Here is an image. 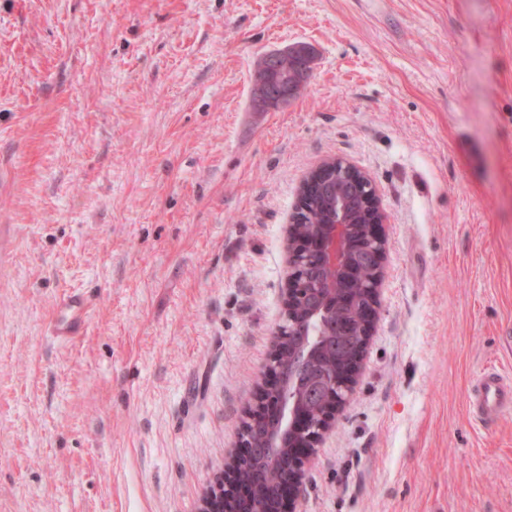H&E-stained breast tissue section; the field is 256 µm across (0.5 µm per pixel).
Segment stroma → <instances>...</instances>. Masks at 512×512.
<instances>
[{
	"mask_svg": "<svg viewBox=\"0 0 512 512\" xmlns=\"http://www.w3.org/2000/svg\"><path fill=\"white\" fill-rule=\"evenodd\" d=\"M297 42L310 80L254 114L256 60ZM336 155L389 247L294 510L512 512V412L466 405L512 368V0H0V512H198ZM90 302L81 292L66 294L56 303L52 333L56 339L71 341L88 329Z\"/></svg>",
	"mask_w": 512,
	"mask_h": 512,
	"instance_id": "stroma-1",
	"label": "stroma"
}]
</instances>
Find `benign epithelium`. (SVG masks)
I'll list each match as a JSON object with an SVG mask.
<instances>
[{
  "label": "benign epithelium",
  "mask_w": 512,
  "mask_h": 512,
  "mask_svg": "<svg viewBox=\"0 0 512 512\" xmlns=\"http://www.w3.org/2000/svg\"><path fill=\"white\" fill-rule=\"evenodd\" d=\"M256 94L264 102L254 107L257 112L276 110L291 100L295 91L288 89V76L270 72L253 82ZM372 193L362 200L366 221L353 223L354 212L343 203L336 205V215L328 223L316 225L306 237H288L289 272L284 306L294 299L302 300L308 318L318 321L325 336H355V359L348 366L320 375L314 369V345L294 332L288 323L276 328V343L266 369V381L247 413L253 429L265 434L257 442L240 444V452L225 464L215 486L203 496L199 512H231L228 504L248 498L265 483L267 471L262 464L274 457L282 439L292 436L288 450L290 467L280 478L273 494V505L254 503L252 512H294L300 497L304 466L314 454L322 435L335 422L353 394L366 350L378 317L379 288L384 279L388 249L387 215L372 178L361 172ZM362 292L375 303L367 311L368 321L359 327L341 324L330 317L336 307V293L352 285L363 272ZM254 465L255 483L243 485L237 480L236 466L242 462Z\"/></svg>",
  "instance_id": "1"
}]
</instances>
